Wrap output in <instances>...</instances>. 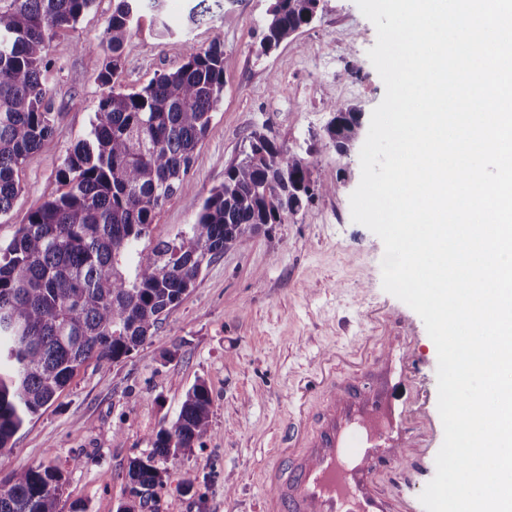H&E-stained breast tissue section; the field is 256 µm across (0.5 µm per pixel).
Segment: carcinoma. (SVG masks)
<instances>
[{
  "label": "carcinoma",
  "instance_id": "cac0c4a2",
  "mask_svg": "<svg viewBox=\"0 0 512 512\" xmlns=\"http://www.w3.org/2000/svg\"><path fill=\"white\" fill-rule=\"evenodd\" d=\"M95 0H0V216L20 191L26 157L56 131L47 84V48L75 29ZM163 0H116L104 38L101 98L87 138L67 154L60 196L32 209L0 245V451L48 406L89 359L113 361L142 345L192 288L203 267L269 224H284L313 196L307 161L266 128L247 137L224 183L195 223L137 251L156 211L179 190L205 139L224 90V42L187 46L183 64L137 91L116 88L122 49L139 14ZM321 0H273L259 52L267 54L311 24ZM224 0H197L202 22ZM323 132L345 153L360 132L352 107L329 105ZM212 399L204 382L186 393L173 430L156 434L128 477L143 507L165 484L158 463L201 447L210 435ZM63 474L53 463L22 467L0 480V512H58Z\"/></svg>",
  "mask_w": 512,
  "mask_h": 512
}]
</instances>
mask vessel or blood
<instances>
[{"label": "vessel or blood", "instance_id": "b4317fda", "mask_svg": "<svg viewBox=\"0 0 512 512\" xmlns=\"http://www.w3.org/2000/svg\"><path fill=\"white\" fill-rule=\"evenodd\" d=\"M409 344L387 337L373 369L343 384L321 371L328 398L315 423L303 413L291 422L264 471L263 512H406L381 477L415 464L433 435L428 391L416 387L405 405L395 397L409 375Z\"/></svg>", "mask_w": 512, "mask_h": 512}]
</instances>
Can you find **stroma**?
I'll return each instance as SVG.
<instances>
[{
    "instance_id": "35a3bbf8",
    "label": "stroma",
    "mask_w": 512,
    "mask_h": 512,
    "mask_svg": "<svg viewBox=\"0 0 512 512\" xmlns=\"http://www.w3.org/2000/svg\"><path fill=\"white\" fill-rule=\"evenodd\" d=\"M271 0H226L224 12L188 22L190 0H164L161 16L143 11L128 38L118 83L131 92L178 68L185 45L224 40V92L180 191L157 214L153 237H174L195 223L204 200L240 159L247 136H270L303 157L325 191L290 216L205 266L194 288L163 318L154 335L117 363L88 360L55 400L0 452V479L12 470L57 464L63 472L59 512H116L130 502L131 459L172 428L187 390L204 381L211 398V435L165 462L166 483L141 512H260L262 474L283 432L296 394L319 370L324 352L357 346L362 337L407 330L411 375L437 388V350L420 316L382 286V240L351 218L350 195L361 178L360 146L340 153L323 128L329 104L355 107L362 126L385 94L367 52L374 25L355 0H322L316 19L269 55H257ZM115 0H95L76 29L50 42V94L55 134L31 152L21 190L0 216L8 243L30 210L58 196L57 178L72 146L84 138L105 93L96 80L99 46ZM165 22L170 36L156 34ZM378 307L388 321L368 323ZM435 437L419 467L398 478L395 492L412 512L435 475L442 445ZM194 480L183 491L184 477Z\"/></svg>"
}]
</instances>
